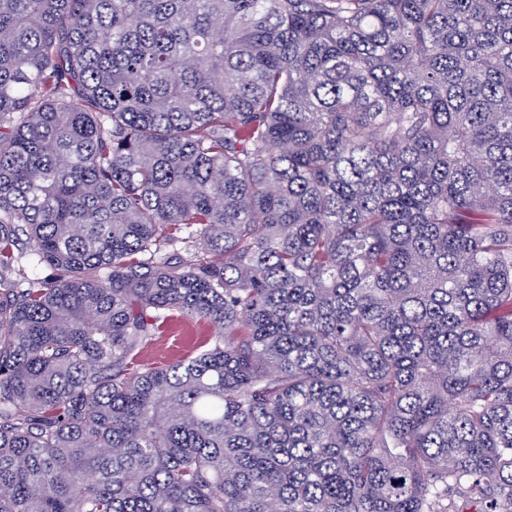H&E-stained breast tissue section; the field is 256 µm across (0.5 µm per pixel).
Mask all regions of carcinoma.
<instances>
[{"label":"carcinoma","mask_w":512,"mask_h":512,"mask_svg":"<svg viewBox=\"0 0 512 512\" xmlns=\"http://www.w3.org/2000/svg\"><path fill=\"white\" fill-rule=\"evenodd\" d=\"M23 236L0 512H512V0H0ZM212 327L203 321L183 319L149 344L141 353L146 364L171 363L185 355L199 341L212 336Z\"/></svg>","instance_id":"carcinoma-1"}]
</instances>
